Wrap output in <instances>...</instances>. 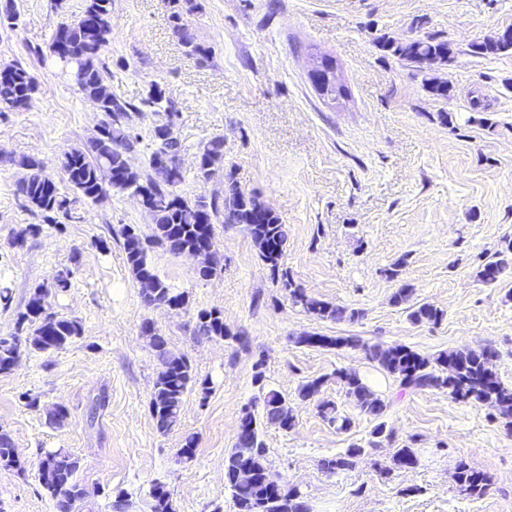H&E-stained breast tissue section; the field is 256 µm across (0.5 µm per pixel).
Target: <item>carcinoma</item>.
I'll return each mask as SVG.
<instances>
[{
    "instance_id": "obj_1",
    "label": "carcinoma",
    "mask_w": 512,
    "mask_h": 512,
    "mask_svg": "<svg viewBox=\"0 0 512 512\" xmlns=\"http://www.w3.org/2000/svg\"><path fill=\"white\" fill-rule=\"evenodd\" d=\"M169 20L173 33L178 36L189 56L205 59L210 49L194 41L183 22L184 12L194 9L192 0H168ZM112 0H84L80 17L60 22L49 44V55L70 72L78 73L76 85L82 94L96 103L104 119L97 134L81 149L64 154L61 162L72 194L62 191L44 170L43 162L35 157H21L10 162L25 170L17 185L18 193L32 207L45 214L51 224L58 218L69 217L71 206L77 199L96 202L107 191L115 189L130 192L138 197L141 208L153 224L151 238L132 232L133 226L125 224L120 230L126 262L139 284L150 282L151 287L141 289L148 305L163 304L171 309H182L188 304L187 295L171 288L154 271L148 261V240H153L173 253H200L202 267L198 274L210 278L220 274L223 265L216 248L214 225L243 224L259 250L262 260L273 275H281L282 288L288 291L292 303L318 319L353 320L360 312L317 300L279 273L280 261L287 241L286 225L275 211L257 195L240 188L232 173L224 175V195L209 199L187 198L178 193L184 181L177 162L179 140L174 136L173 118L178 112L176 103L159 83L150 84L138 103L120 99L112 93V69L103 59L109 43ZM21 20L16 0L0 3V29H14ZM376 45L415 71L424 75L423 86L433 97L446 100L450 97L448 82L435 75L436 68L448 64L453 58L451 43L434 34H423L410 39H396L386 35L375 38ZM472 54L478 56L512 55V27L480 40ZM37 82L34 75L20 64L0 67V114L20 112L31 106ZM132 112H163L166 122L153 129L156 148L149 159V171L143 173L132 166L129 153L140 139L131 124ZM224 168V140L215 137L205 143L197 157L198 175L209 180ZM512 267V238L502 237L499 247L481 264L479 280L487 285L496 283ZM49 287L39 284L34 288L24 311L18 313L16 332L0 336V373L12 371L18 364L21 346L49 352L64 348L82 334L78 320L60 317L48 311L46 298ZM413 288L405 285L392 296L395 305H409V319L415 324H436L444 312L430 304L411 305ZM195 332L211 340L242 342L240 333H233L224 324V315L217 309L201 310L197 314ZM297 343L308 347L328 348L351 345L361 348L367 359L396 377L405 389H438L448 391L455 401H472L495 410L499 415L512 418V385L502 382L495 369L499 354L492 347L480 351L449 350L436 356H424L406 345H368L348 337H329L304 333ZM151 347L161 362V371L154 383L150 409L156 427L167 432L175 427L181 415L184 397L195 385L206 393V382L197 378L188 359L174 355L166 348L165 339L151 334ZM338 379L346 395L359 410L373 418L376 424L371 432L372 449L382 447L390 440L385 415L387 404L363 382L355 372L340 371ZM262 363L256 364L254 383L263 395V412L257 417L246 411L240 418L234 447L224 465L225 485L231 492L238 512H310L303 496L296 487H289L274 478L266 465L267 451L261 439V428L273 425L289 431L295 425L294 416L284 396L278 391L265 389ZM319 412L340 429L350 425L349 417L340 413L336 404L323 401ZM367 447V448H369ZM367 448L352 445L344 452L321 460L326 472L352 470ZM392 463L398 469L412 468L418 464L415 451L407 446L395 449ZM0 466L22 469V463L9 433L0 431ZM242 466L254 472L249 484L237 482V471ZM38 472L41 488L54 501L56 512H80L87 492L76 480L80 460L72 453L58 449L39 461ZM457 487L469 495H481L488 486V478L464 461L456 464L454 471ZM152 512H174L171 493L166 485L156 482L150 490Z\"/></svg>"
}]
</instances>
